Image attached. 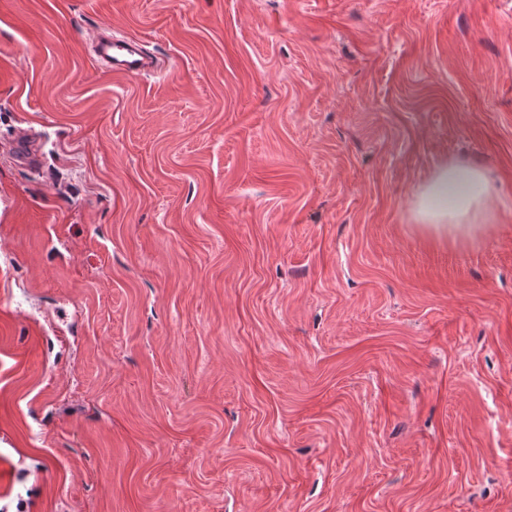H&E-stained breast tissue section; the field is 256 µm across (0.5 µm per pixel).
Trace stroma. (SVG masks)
Instances as JSON below:
<instances>
[{
  "label": "stroma",
  "instance_id": "stroma-1",
  "mask_svg": "<svg viewBox=\"0 0 512 512\" xmlns=\"http://www.w3.org/2000/svg\"><path fill=\"white\" fill-rule=\"evenodd\" d=\"M0 512H512V0H0ZM92 43L95 58L107 71L131 78L141 77L154 67V59L132 39H116L104 29ZM493 216L492 189L485 171L477 165L445 161L417 189L414 220L444 242L469 237L476 225L469 224L473 218L488 221Z\"/></svg>",
  "mask_w": 512,
  "mask_h": 512
}]
</instances>
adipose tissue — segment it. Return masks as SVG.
<instances>
[{
	"instance_id": "1",
	"label": "adipose tissue",
	"mask_w": 512,
	"mask_h": 512,
	"mask_svg": "<svg viewBox=\"0 0 512 512\" xmlns=\"http://www.w3.org/2000/svg\"><path fill=\"white\" fill-rule=\"evenodd\" d=\"M494 216V196L485 171L449 161L439 165L416 193L413 217L434 237L445 241L470 236L472 219Z\"/></svg>"
}]
</instances>
